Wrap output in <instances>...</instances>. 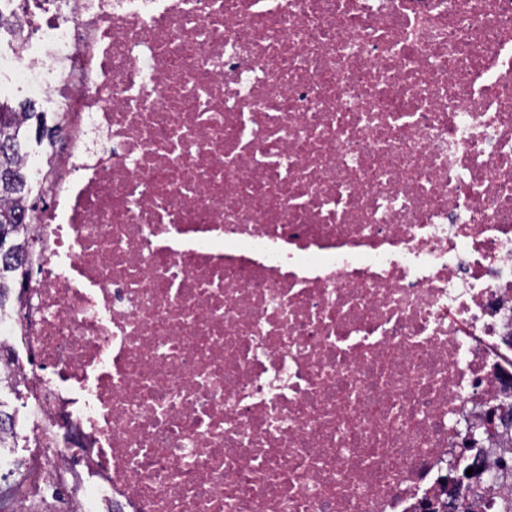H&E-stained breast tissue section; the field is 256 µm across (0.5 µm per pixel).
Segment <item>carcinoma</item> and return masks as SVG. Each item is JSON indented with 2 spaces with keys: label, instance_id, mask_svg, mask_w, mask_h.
I'll return each mask as SVG.
<instances>
[{
  "label": "carcinoma",
  "instance_id": "1",
  "mask_svg": "<svg viewBox=\"0 0 512 512\" xmlns=\"http://www.w3.org/2000/svg\"><path fill=\"white\" fill-rule=\"evenodd\" d=\"M46 112H3L0 110V229L9 228L7 249L0 248V313L17 301L14 288L25 286L31 278L27 254L33 248L24 212L31 193L30 181L17 182L13 174L23 169L20 157L30 136L40 142L50 136Z\"/></svg>",
  "mask_w": 512,
  "mask_h": 512
}]
</instances>
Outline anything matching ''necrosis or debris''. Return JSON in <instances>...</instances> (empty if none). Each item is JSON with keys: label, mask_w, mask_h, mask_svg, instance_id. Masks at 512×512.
<instances>
[{"label": "necrosis or debris", "mask_w": 512, "mask_h": 512, "mask_svg": "<svg viewBox=\"0 0 512 512\" xmlns=\"http://www.w3.org/2000/svg\"><path fill=\"white\" fill-rule=\"evenodd\" d=\"M20 96L15 512L512 497V0H0Z\"/></svg>", "instance_id": "obj_1"}]
</instances>
